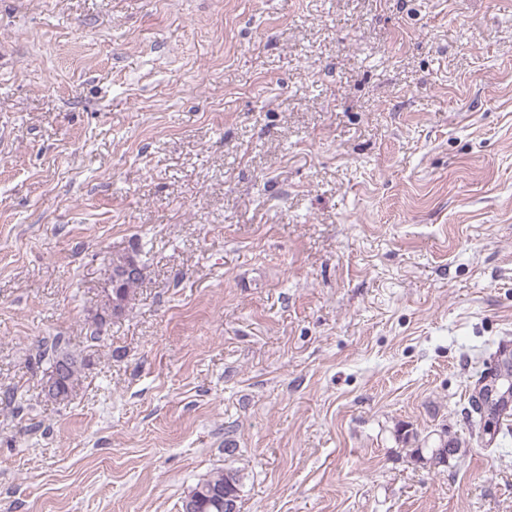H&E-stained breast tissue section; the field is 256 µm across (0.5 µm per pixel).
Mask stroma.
I'll list each match as a JSON object with an SVG mask.
<instances>
[{
    "instance_id": "stroma-1",
    "label": "stroma",
    "mask_w": 512,
    "mask_h": 512,
    "mask_svg": "<svg viewBox=\"0 0 512 512\" xmlns=\"http://www.w3.org/2000/svg\"><path fill=\"white\" fill-rule=\"evenodd\" d=\"M501 354L512 0H0V512H512ZM140 272L141 271L136 260L131 257L128 260L126 266L124 267L123 277L134 279L136 277H139ZM142 276L134 280L118 278L116 285L112 286V300L110 296L106 295L107 300L103 307V313L108 314L112 308V301L118 299H121V301L124 303L125 313L131 297V293H133V288H135L140 283V281L143 278ZM39 357L47 360L50 369L43 391L54 399H67L74 390L80 371L85 365L84 359L72 353L67 347H62L59 340L50 344L49 347L46 346ZM58 376L60 380L55 381L56 392L51 395L49 390L53 393L54 387L50 388V385H47L45 390V385L56 380ZM436 448V449H434ZM440 448V453L441 454H445L444 453V449L443 448H453L455 450V455L459 452V448H460V445H459V442L456 440V439H448V432L447 431H444V432H441L438 436V441H437V445L433 448H410V452H411V456L413 458H416L417 460H420V461H424V458L426 459V465L427 463L429 464L428 467L431 468V467H439V466H443L440 464V461H436L433 457V450L434 452L437 453V450ZM426 456L424 455V451H426ZM243 474L232 466L216 469L201 478L188 493L195 490L193 498H197L193 512H233L237 510L239 491L242 485ZM221 492V497L211 495V492ZM224 491L232 493L233 502L229 497L224 498ZM204 493L203 495L201 493Z\"/></svg>"
}]
</instances>
